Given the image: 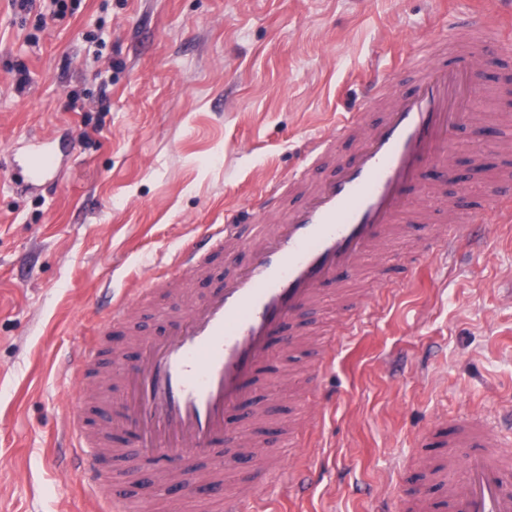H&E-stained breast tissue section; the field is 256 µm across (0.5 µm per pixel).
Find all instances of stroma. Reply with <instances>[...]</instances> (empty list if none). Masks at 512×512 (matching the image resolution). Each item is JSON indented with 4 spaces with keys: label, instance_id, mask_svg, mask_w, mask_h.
Instances as JSON below:
<instances>
[{
    "label": "stroma",
    "instance_id": "stroma-1",
    "mask_svg": "<svg viewBox=\"0 0 512 512\" xmlns=\"http://www.w3.org/2000/svg\"><path fill=\"white\" fill-rule=\"evenodd\" d=\"M496 0H0V512H94L60 474L76 411L70 365L113 300L173 273L178 249L306 162L303 143L355 111L362 79L440 34L449 11ZM512 51L473 72L479 111L512 121ZM70 138L58 178L25 192L10 156ZM410 240L378 275L358 335L327 296L305 325L336 343L323 429L252 471L310 466L308 495L280 484L260 512H371L434 415H512V219L461 256L414 264ZM308 353L265 370L278 438L288 395L309 400Z\"/></svg>",
    "mask_w": 512,
    "mask_h": 512
}]
</instances>
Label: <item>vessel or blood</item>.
I'll use <instances>...</instances> for the list:
<instances>
[{
  "instance_id": "obj_1",
  "label": "vessel or blood",
  "mask_w": 512,
  "mask_h": 512,
  "mask_svg": "<svg viewBox=\"0 0 512 512\" xmlns=\"http://www.w3.org/2000/svg\"><path fill=\"white\" fill-rule=\"evenodd\" d=\"M511 30L512 0H501L496 24L452 18L447 33L418 41L401 61L411 80L369 74L359 110L306 141L307 168L251 210H225L223 224L181 248L176 267L204 288L200 300H181L177 279L156 276L115 303L71 375L78 410L68 470L103 491L101 512L135 503L147 512L155 484L190 500L208 490L222 512H246L260 498L272 473L233 487L224 477L260 453L254 429L267 414L252 405L260 374L273 356L304 345L306 314L334 294L350 306L340 332L351 334L367 306L351 301L353 287L374 280L395 241L413 239L418 260H429L488 224L487 207L475 203L467 223L452 221L460 129L487 136L501 159L489 197L512 208V152L472 99L481 51L503 48ZM12 165L27 188L53 181L60 156L39 141ZM218 263L227 272L216 287ZM322 420L319 405L301 410L280 426L283 446H298ZM431 447L448 451L437 472L425 455ZM403 470L421 475L416 490L374 512H430L435 481L452 512H512V438L482 415L433 420Z\"/></svg>"
}]
</instances>
